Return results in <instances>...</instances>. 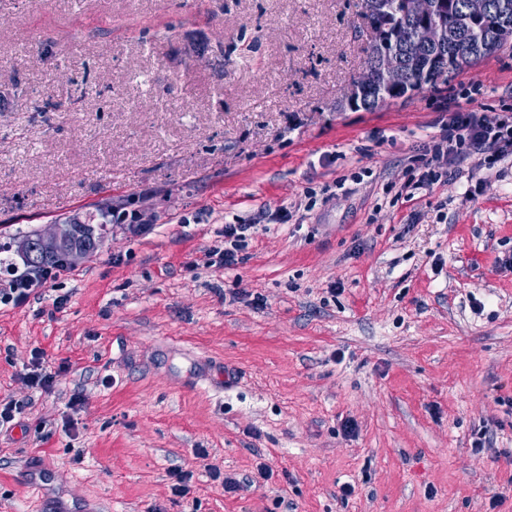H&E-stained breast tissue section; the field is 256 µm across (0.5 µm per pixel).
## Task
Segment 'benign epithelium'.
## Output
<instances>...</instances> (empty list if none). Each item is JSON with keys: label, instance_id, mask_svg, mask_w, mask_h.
<instances>
[{"label": "benign epithelium", "instance_id": "benign-epithelium-1", "mask_svg": "<svg viewBox=\"0 0 512 512\" xmlns=\"http://www.w3.org/2000/svg\"><path fill=\"white\" fill-rule=\"evenodd\" d=\"M400 13L406 18L420 21L416 31V41L426 47H438L448 41L451 27L445 14L440 12V4L435 0H399ZM373 16L367 18L371 38L377 40L382 52L375 64L364 71L355 80L345 104L351 109L367 106V98L374 91L401 94L408 89V81L397 56V48L403 39L398 27L385 26L381 23L380 12L371 9ZM467 20L474 25L491 22L487 0H468ZM75 224H49L47 228L37 231L36 235L26 236L17 242V253L22 259L30 256H54L64 254L68 263L74 265L90 258L83 248L70 245Z\"/></svg>", "mask_w": 512, "mask_h": 512}]
</instances>
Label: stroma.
Instances as JSON below:
<instances>
[{"instance_id": "1", "label": "stroma", "mask_w": 512, "mask_h": 512, "mask_svg": "<svg viewBox=\"0 0 512 512\" xmlns=\"http://www.w3.org/2000/svg\"><path fill=\"white\" fill-rule=\"evenodd\" d=\"M369 42L363 0H0V258L105 198L145 221L0 307V512L36 452L67 512H512V158L395 197L449 110L512 111V42L353 110ZM224 225V248L214 247L210 249L205 256L206 266L224 267L231 269L238 265L239 253L245 246L246 240L256 229L255 221H244L236 218L234 222H228ZM234 223V224H231ZM32 360L33 370L25 375L24 379L26 383L31 388L48 389L54 381V375L51 371H47V367H43L44 358L42 351L35 350Z\"/></svg>"}]
</instances>
